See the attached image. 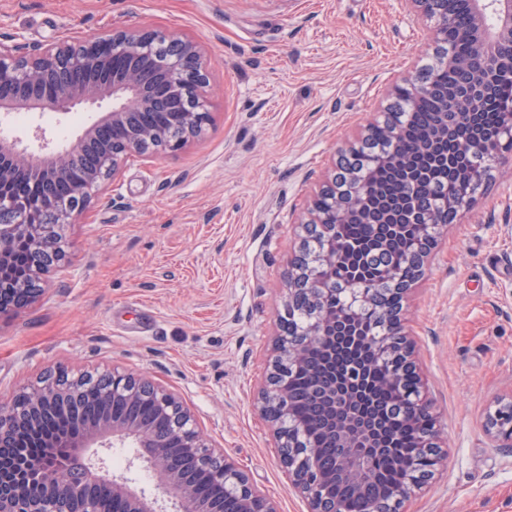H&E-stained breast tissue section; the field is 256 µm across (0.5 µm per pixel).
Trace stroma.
<instances>
[{
  "label": "stroma",
  "instance_id": "1",
  "mask_svg": "<svg viewBox=\"0 0 512 512\" xmlns=\"http://www.w3.org/2000/svg\"><path fill=\"white\" fill-rule=\"evenodd\" d=\"M131 24L206 47L213 123L175 154L130 158L68 225L55 291L0 320V400L60 367L147 373L187 400L279 512H307L254 406L305 239L296 221L390 82L433 62L428 29L405 0H0L6 44ZM93 119L25 112L7 127L25 139L39 124L70 143ZM403 318L448 454L402 512H512V459L483 428L487 404L512 389V153L440 229Z\"/></svg>",
  "mask_w": 512,
  "mask_h": 512
}]
</instances>
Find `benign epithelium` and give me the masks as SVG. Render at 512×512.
<instances>
[{"label":"benign epithelium","instance_id":"1","mask_svg":"<svg viewBox=\"0 0 512 512\" xmlns=\"http://www.w3.org/2000/svg\"><path fill=\"white\" fill-rule=\"evenodd\" d=\"M452 2L408 0L416 16L431 22L429 39L438 52L437 64L466 73L464 91L455 102L459 109L487 94L489 69L512 72V0H492L493 23L485 0H460L470 21L472 51L465 59L439 39L440 30L451 20L448 5ZM422 74L413 71L403 82H394L387 96L395 97L403 83L413 85L420 95L432 91ZM80 108H96L101 115L68 148L51 145L40 126L34 130L41 142L37 151L0 136V319L41 301L51 273L66 258V226L89 207L101 184L116 179L130 157L161 159L206 135L213 120V100L205 48L191 37L152 27L112 28L92 38L65 33L33 49L0 42L1 121L19 109L66 115ZM381 116L379 125L391 143L384 160L406 171L409 160L401 151L397 112L387 105ZM439 117L425 131V140L447 135L448 106H443ZM458 150L488 167L504 152L494 136L478 146L460 143ZM348 161L346 152H341L338 175L309 196L308 219L302 224L308 236L326 234L336 221L359 215L360 190H349L356 172ZM327 192L337 197L328 213L320 207ZM473 203L472 198L450 199L441 216L415 205L410 220L433 227L453 224ZM19 241L28 244L23 262L16 252ZM434 247V237L423 236L422 247L412 258V273H392L366 289V298L378 309L386 332L379 337L380 347L369 336L361 344L364 350L401 361L389 381L415 380L418 399L399 401L400 416L414 430L416 447L425 454L436 452L438 432L431 427V402L424 393L401 312L403 301L423 278ZM335 268L334 252L322 254L317 263L298 253L290 262L283 315L300 307L312 310V316L296 327L278 328L257 409L270 428L289 489L306 500L307 512H347L349 497L362 498L364 512H400L422 473L407 470V479L385 499L375 492L373 463L380 447L357 408L360 378L351 371L336 374V325L342 315L333 304L340 290L332 275ZM320 348L331 353L330 361L311 360ZM292 368L310 372L313 387L307 401L315 424L337 445L326 465L312 462L316 451L302 452L298 442L283 436L292 394L282 386L281 377ZM118 400L130 414L112 412ZM143 405L151 408L147 419L136 415ZM505 412L512 413V392L497 398L485 417V431L497 448L512 447V431L501 425ZM58 413L76 419L81 428L64 442H50L49 447L73 449L75 463L61 466L56 459L44 457L32 466L27 464L24 453L13 446L14 434L22 429L36 431L44 419ZM127 445L137 450L135 459L146 464L173 512H224V499L204 500L198 494L201 473L232 492L234 512H278L274 501L224 449L210 443L180 394L117 365L103 370H58L21 388L10 401L0 402V512H101L98 495L104 486L121 503L122 512H166L164 500L132 490L125 474L112 471L109 451ZM36 473L43 480L41 491L34 494L30 487ZM335 483L342 490L337 497L326 493Z\"/></svg>","mask_w":512,"mask_h":512}]
</instances>
